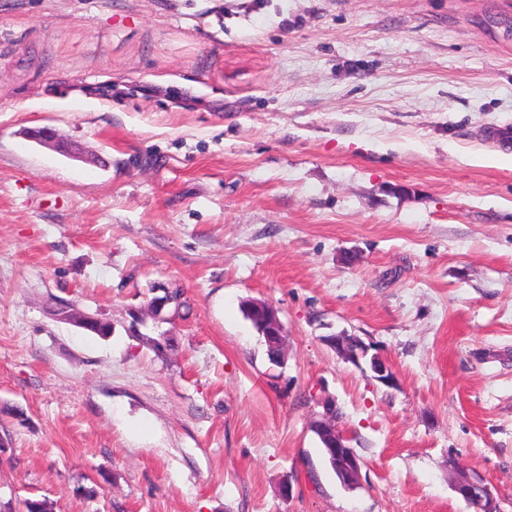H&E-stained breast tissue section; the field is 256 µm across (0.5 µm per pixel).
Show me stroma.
Masks as SVG:
<instances>
[{
    "instance_id": "obj_1",
    "label": "stroma",
    "mask_w": 512,
    "mask_h": 512,
    "mask_svg": "<svg viewBox=\"0 0 512 512\" xmlns=\"http://www.w3.org/2000/svg\"><path fill=\"white\" fill-rule=\"evenodd\" d=\"M503 124L512 0H0V501L471 512L459 466L512 512V142L481 138ZM160 282L187 302L146 329L162 356L129 331ZM247 300L278 310L283 365ZM327 399L352 490L310 428ZM326 341L342 359L355 365H360L361 360H363L365 363H368L377 381L385 385L394 384L395 375L390 364L377 353L369 356L372 347L361 338L343 332L336 336L327 337Z\"/></svg>"
}]
</instances>
